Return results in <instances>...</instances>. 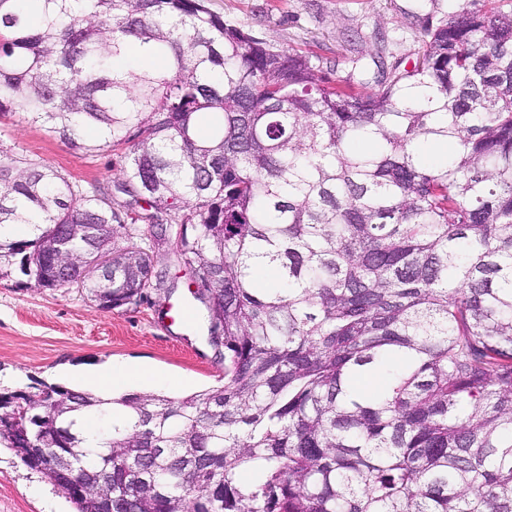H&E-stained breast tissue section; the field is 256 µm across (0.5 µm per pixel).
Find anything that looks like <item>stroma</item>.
Segmentation results:
<instances>
[{
    "label": "stroma",
    "instance_id": "1",
    "mask_svg": "<svg viewBox=\"0 0 512 512\" xmlns=\"http://www.w3.org/2000/svg\"><path fill=\"white\" fill-rule=\"evenodd\" d=\"M211 9L267 40L272 47L311 57L330 80L344 81L352 62L381 59L410 70L419 60L423 29L438 24L447 0H210ZM0 145L49 165L81 184L112 188L114 210L130 199L117 192L127 164L121 152L73 150L50 124L21 111L0 115ZM155 270L175 283L172 297L112 311L99 309L84 290H48L23 284L20 273L0 277V389L42 379L76 387L80 371L104 361L135 362L181 378L185 396L224 381V349L211 343L192 298L188 270L173 250L160 252ZM187 306L190 323L170 321ZM0 512H73L70 502L39 471L0 443Z\"/></svg>",
    "mask_w": 512,
    "mask_h": 512
}]
</instances>
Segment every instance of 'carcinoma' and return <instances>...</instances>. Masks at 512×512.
Here are the masks:
<instances>
[{
  "label": "carcinoma",
  "instance_id": "carcinoma-1",
  "mask_svg": "<svg viewBox=\"0 0 512 512\" xmlns=\"http://www.w3.org/2000/svg\"><path fill=\"white\" fill-rule=\"evenodd\" d=\"M0 0V112L53 123L78 151L129 149L112 193L0 145V275L84 288L119 308L155 279L140 224L179 225L176 253L209 285L224 385L153 391L86 446L103 401L35 380L0 391L44 474L112 478V512H512V0H448L419 64L377 89L333 85L207 0ZM139 45L164 66L124 72ZM97 130L89 144L82 130ZM447 146L425 162L420 140ZM112 224V288L27 264L65 224ZM273 265L279 285L253 278ZM374 375L383 385L370 390Z\"/></svg>",
  "mask_w": 512,
  "mask_h": 512
}]
</instances>
